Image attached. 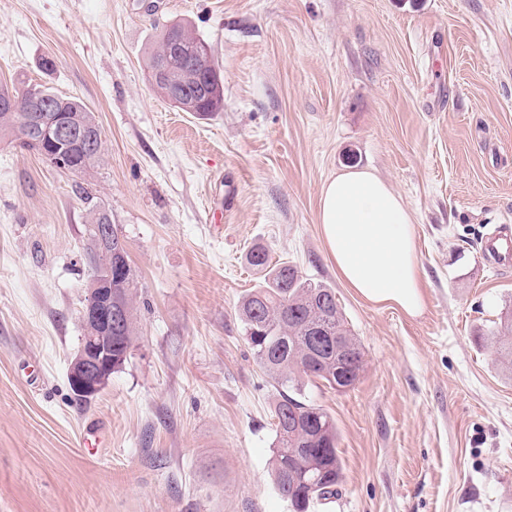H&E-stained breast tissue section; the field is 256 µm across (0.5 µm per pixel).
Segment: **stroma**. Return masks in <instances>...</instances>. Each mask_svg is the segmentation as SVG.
Returning a JSON list of instances; mask_svg holds the SVG:
<instances>
[{
	"label": "stroma",
	"mask_w": 512,
	"mask_h": 512,
	"mask_svg": "<svg viewBox=\"0 0 512 512\" xmlns=\"http://www.w3.org/2000/svg\"><path fill=\"white\" fill-rule=\"evenodd\" d=\"M209 45L224 108L148 78L164 26ZM82 101L102 160L53 167L0 141V512H289L270 476L274 382L239 316L268 249L333 288L356 383L306 393L336 422L343 481L311 512H504L512 377L486 335L512 271V0H0V86ZM353 167L410 209L426 299L410 316L338 277L318 224ZM127 241L139 339L77 404L92 208ZM481 250L496 257L504 269L512 265V236L489 234L483 239Z\"/></svg>",
	"instance_id": "1"
}]
</instances>
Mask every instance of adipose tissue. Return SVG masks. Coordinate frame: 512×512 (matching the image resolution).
<instances>
[{"label":"adipose tissue","mask_w":512,"mask_h":512,"mask_svg":"<svg viewBox=\"0 0 512 512\" xmlns=\"http://www.w3.org/2000/svg\"><path fill=\"white\" fill-rule=\"evenodd\" d=\"M318 222L344 284L375 306L410 315L425 307L411 215L391 187L366 169L348 170L323 185Z\"/></svg>","instance_id":"adipose-tissue-1"}]
</instances>
